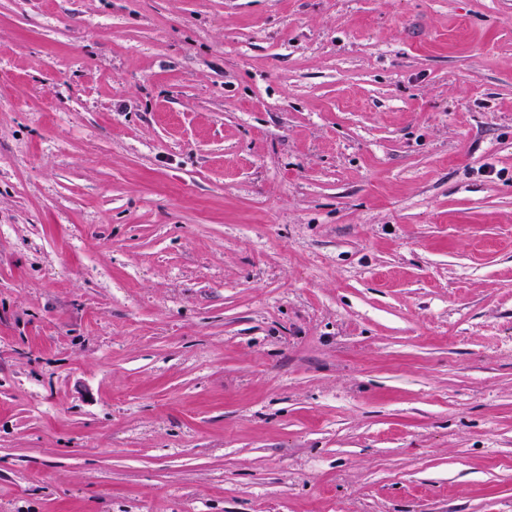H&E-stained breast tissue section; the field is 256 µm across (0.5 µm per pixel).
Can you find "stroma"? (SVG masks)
I'll return each mask as SVG.
<instances>
[{"label":"stroma","mask_w":512,"mask_h":512,"mask_svg":"<svg viewBox=\"0 0 512 512\" xmlns=\"http://www.w3.org/2000/svg\"><path fill=\"white\" fill-rule=\"evenodd\" d=\"M0 512H512V0H0Z\"/></svg>","instance_id":"35a3bbf8"}]
</instances>
